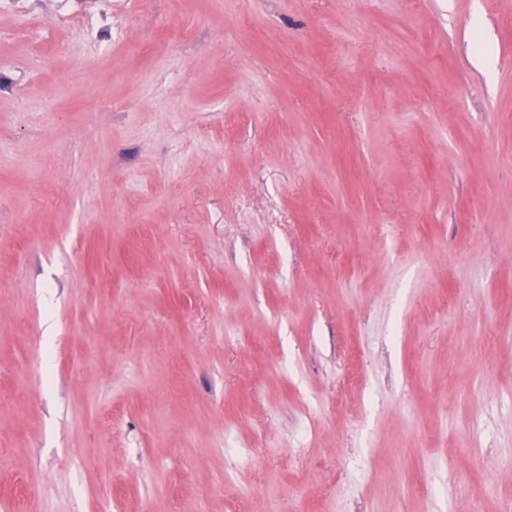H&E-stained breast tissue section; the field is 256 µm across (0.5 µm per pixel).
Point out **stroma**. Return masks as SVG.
Segmentation results:
<instances>
[{"label": "stroma", "mask_w": 512, "mask_h": 512, "mask_svg": "<svg viewBox=\"0 0 512 512\" xmlns=\"http://www.w3.org/2000/svg\"><path fill=\"white\" fill-rule=\"evenodd\" d=\"M0 512H512V0L0 11Z\"/></svg>", "instance_id": "35a3bbf8"}]
</instances>
